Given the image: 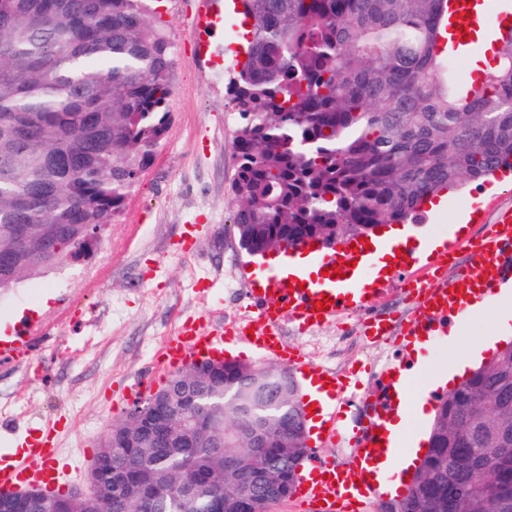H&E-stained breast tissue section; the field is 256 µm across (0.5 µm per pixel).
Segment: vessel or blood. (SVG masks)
I'll return each mask as SVG.
<instances>
[{"label": "vessel or blood", "instance_id": "b4317fda", "mask_svg": "<svg viewBox=\"0 0 512 512\" xmlns=\"http://www.w3.org/2000/svg\"><path fill=\"white\" fill-rule=\"evenodd\" d=\"M448 12L453 19L447 24L454 42H461L471 30L507 32L512 29V7L507 0H450ZM224 25L223 13L201 10L193 21V30L199 47ZM512 210L505 211L497 221L496 229L480 245H469L468 261L458 277L438 281L435 270L447 265L455 252L454 243H446L443 250L431 260L410 256L409 262L421 265L422 274L402 278V285L411 286L416 300V311L407 332L413 336L447 333L449 325L463 322L471 302L480 300L491 290L496 275L512 269ZM309 262L325 269L320 279L297 273L287 277L272 273L269 277L246 276L247 292L253 300L251 317L238 322L231 335L203 325H186L175 338L169 340L162 353L161 364L167 373H174L183 365L202 358L223 355L225 345L241 343L264 358L287 360L303 378L324 388L328 401L318 412L320 429L318 439L324 443L341 441L347 428L342 415L344 386L336 374L307 365L299 352L289 349L279 325L291 319L307 327L319 321H331L348 310L368 305L374 288L371 273L374 260L366 254L342 246L335 253L323 254L313 243H306ZM329 297L327 310L317 311L316 301ZM32 311L7 332L0 334V363H30L37 352L38 340L28 327ZM371 435L364 448L358 449L349 466L336 468L319 462L311 466L308 476L296 488L297 497L306 503L310 512H372L375 506L376 483L370 481L368 469L374 463L375 430L386 427V418L375 413L370 424ZM55 422H47L38 435L28 437L18 448H0V492H10L24 486L49 488L60 481V474L52 460L55 449Z\"/></svg>", "mask_w": 512, "mask_h": 512}]
</instances>
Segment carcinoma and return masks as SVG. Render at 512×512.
<instances>
[{
    "instance_id": "carcinoma-1",
    "label": "carcinoma",
    "mask_w": 512,
    "mask_h": 512,
    "mask_svg": "<svg viewBox=\"0 0 512 512\" xmlns=\"http://www.w3.org/2000/svg\"><path fill=\"white\" fill-rule=\"evenodd\" d=\"M159 0H0V250L10 226L49 230L57 249L0 267V292L64 266L77 224H111L171 122L172 44L149 20ZM247 50L228 83L238 116L232 229L250 255L332 249L421 206L461 180L512 168V36L496 65L465 82L441 48L446 0H243ZM27 128L21 143L14 131ZM23 169L26 176L16 175ZM172 374L138 399L97 453L139 475L107 487L93 512H252L259 489L224 468L261 429L274 498L292 497L306 461L294 374L226 361ZM418 483L393 512H512V345L438 397ZM201 482L193 496L183 486Z\"/></svg>"
}]
</instances>
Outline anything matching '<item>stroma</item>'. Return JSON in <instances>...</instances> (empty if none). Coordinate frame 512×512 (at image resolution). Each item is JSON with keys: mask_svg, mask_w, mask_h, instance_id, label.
I'll use <instances>...</instances> for the list:
<instances>
[{"mask_svg": "<svg viewBox=\"0 0 512 512\" xmlns=\"http://www.w3.org/2000/svg\"><path fill=\"white\" fill-rule=\"evenodd\" d=\"M203 4H163L162 26L174 48L171 124L101 248L87 264L27 280L0 299L4 323L36 303L30 329L43 339L34 363L0 364V444L20 445L47 420L59 419L57 462L80 468L79 487L98 437L123 417L134 386L160 381L161 350L181 325L196 321L225 330L251 314L239 277L250 257L227 230L238 123L227 84L239 40L232 16H225L208 53L200 54L192 20ZM509 206L512 173H503L449 191L414 230L440 239L462 223L467 236L477 238ZM413 307L393 285L364 310L307 330L285 322L280 333L306 362L347 381L346 421L361 428L387 365L400 359L409 366L410 398L420 400L430 378L447 370L459 351L497 336L500 314L512 316V293L499 311L472 313L454 341L434 340L418 350L404 334ZM370 318L388 321L391 334L369 341L363 329Z\"/></svg>", "mask_w": 512, "mask_h": 512, "instance_id": "35a3bbf8", "label": "stroma"}]
</instances>
